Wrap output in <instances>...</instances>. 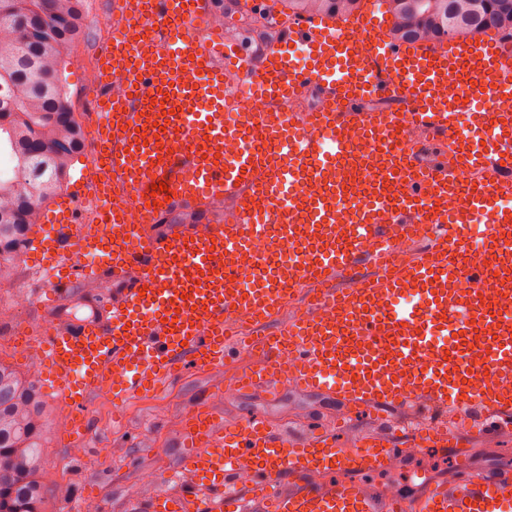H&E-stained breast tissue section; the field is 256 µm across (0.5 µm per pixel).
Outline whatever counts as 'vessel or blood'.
Returning <instances> with one entry per match:
<instances>
[{
	"mask_svg": "<svg viewBox=\"0 0 512 512\" xmlns=\"http://www.w3.org/2000/svg\"><path fill=\"white\" fill-rule=\"evenodd\" d=\"M127 23L98 59L97 134L76 175L96 198L95 224L77 221L74 195L58 197L29 243L44 308L72 284L101 278L116 291L96 318L38 324L22 345L45 388L84 430L101 389L113 400L153 392L186 368L208 370L242 354L257 361L236 389L326 391L385 413L428 411L410 449L464 447L468 436L512 426V45L478 34L448 44L406 43L387 16L297 20L263 52L211 30L210 0H113ZM247 76L262 110L226 118ZM127 78L113 95L112 75ZM303 84L321 91L310 112H271ZM400 103L403 114L374 110ZM447 144L435 163L395 137L399 117ZM244 139L233 158L224 141ZM166 191L153 192L156 183ZM275 221L264 210L280 197ZM235 200L233 222L170 224L178 209L210 215ZM355 199L340 213V201ZM136 211L139 223L126 221ZM484 223L480 247L469 228ZM396 239L423 241L404 260ZM289 250L288 264L278 255ZM233 262L242 278L224 274ZM480 413L468 431L447 413ZM181 472L197 481L161 493L146 512H407L332 471L389 467L395 433L337 447L314 430L289 442L257 417L224 423L202 399L182 423ZM418 512H512V471L457 473L424 492Z\"/></svg>",
	"mask_w": 512,
	"mask_h": 512,
	"instance_id": "b4317fda",
	"label": "vessel or blood"
}]
</instances>
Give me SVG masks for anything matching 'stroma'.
<instances>
[{"label":"stroma","instance_id":"35a3bbf8","mask_svg":"<svg viewBox=\"0 0 512 512\" xmlns=\"http://www.w3.org/2000/svg\"><path fill=\"white\" fill-rule=\"evenodd\" d=\"M90 26L70 49L64 73L72 108L86 121L95 99L90 75L99 50L111 35L102 18L111 16L112 0H85ZM35 270L22 258L12 271L11 285L0 288V309L15 313L17 325L41 320L70 322L94 317L103 298L93 285L75 288L50 313L32 301L30 286ZM232 368L206 372L188 370L157 393L125 401L120 416L112 414L111 395L99 394L88 405V434L73 438L66 433L67 419L53 414L44 450L42 512H74L90 500L95 512H137L138 506L159 491L178 495L184 484L171 475L182 462L181 424L185 411L205 395H215L216 409L225 419L256 416L289 440L306 437L313 428L334 431L339 447L350 448L369 435L385 433L386 423L374 412L352 402L317 391L289 388L267 394L262 390L232 389ZM473 474L503 468L512 459V429L473 437L463 451ZM455 451L421 448L395 465L403 472L424 471L429 481L446 480L456 467Z\"/></svg>","mask_w":512,"mask_h":512}]
</instances>
